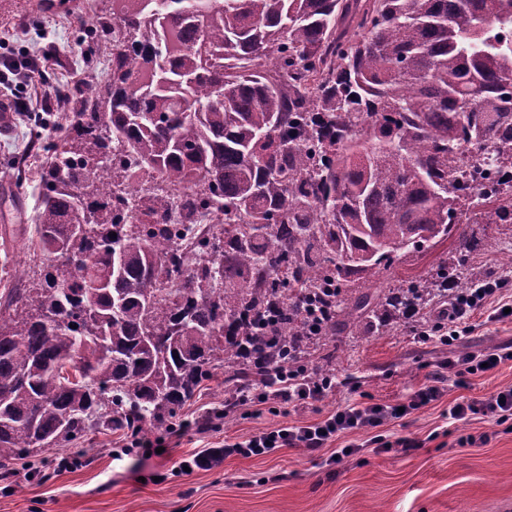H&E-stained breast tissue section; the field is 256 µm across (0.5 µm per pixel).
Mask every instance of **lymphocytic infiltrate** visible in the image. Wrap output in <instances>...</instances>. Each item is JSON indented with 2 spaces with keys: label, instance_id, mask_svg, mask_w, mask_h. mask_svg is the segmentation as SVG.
<instances>
[{
  "label": "lymphocytic infiltrate",
  "instance_id": "f902f5d3",
  "mask_svg": "<svg viewBox=\"0 0 512 512\" xmlns=\"http://www.w3.org/2000/svg\"><path fill=\"white\" fill-rule=\"evenodd\" d=\"M53 56L52 47H45L37 54H27L21 58L0 59V86L9 87L12 77H23L26 82H34L43 74ZM500 285L490 281L475 288L467 297H449L443 313L448 329L442 341L453 344L461 333L468 331L469 320L474 310L483 307L488 299L499 293ZM512 361V343L495 347L480 354H457L440 363L439 369L431 375L432 382L416 391L405 404L397 408L389 403L368 401L350 405L324 418L302 426H280L271 430L252 434L247 439L225 443L221 448H206L189 454L183 463L192 469L209 470L220 466L230 456L251 457L268 453L275 448H304L316 451L327 447L340 435L350 431H369L398 418L400 411H412L437 401L442 395L438 381L442 372L452 371L459 375H473L482 368L496 369L499 365ZM336 387L335 381L316 372H281L274 385L253 393V404L284 407L291 403L310 405L321 401ZM449 419L466 422L475 417L497 423L512 420V387L497 389L479 398L459 397L448 406Z\"/></svg>",
  "mask_w": 512,
  "mask_h": 512
}]
</instances>
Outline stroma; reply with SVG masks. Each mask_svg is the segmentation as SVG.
Listing matches in <instances>:
<instances>
[{"label":"stroma","instance_id":"stroma-1","mask_svg":"<svg viewBox=\"0 0 512 512\" xmlns=\"http://www.w3.org/2000/svg\"><path fill=\"white\" fill-rule=\"evenodd\" d=\"M110 0H0V55L20 57L54 43L47 65L50 82L75 85L87 74L107 79L108 51L87 57L76 44L78 20L96 22ZM58 130L26 117H0V251L29 261V225L41 196L38 169L46 156L32 152L40 139L55 140ZM476 248L469 259L488 277L512 280L503 251L512 242V223L493 224L487 215L464 211L451 237L418 250L397 253L376 285L397 288L418 276H434L455 263L462 239ZM478 311L471 333L459 345L420 341L411 323L400 321L390 333L327 336L314 347L315 358L336 363V389L322 401L287 413L243 407L206 431L189 429L169 436L167 425L148 427V439L164 440L166 453L115 456L123 437L101 431L67 448L33 456L37 473L23 472V460L0 466V512H512V428L475 418L451 423L445 412L461 396L480 397L512 387V362L485 374L458 380L448 375L443 397L381 427L389 451L369 434L348 433L360 451L329 464L330 449L314 452L279 448L244 458L231 456L211 470L184 472L192 450L242 441L282 424L303 425L371 396L381 403H404L426 374L457 351L481 353L512 341V319L491 322ZM403 438L418 440L404 449ZM76 464L61 468V457Z\"/></svg>","mask_w":512,"mask_h":512}]
</instances>
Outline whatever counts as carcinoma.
Listing matches in <instances>:
<instances>
[{
  "instance_id": "carcinoma-1",
  "label": "carcinoma",
  "mask_w": 512,
  "mask_h": 512,
  "mask_svg": "<svg viewBox=\"0 0 512 512\" xmlns=\"http://www.w3.org/2000/svg\"><path fill=\"white\" fill-rule=\"evenodd\" d=\"M84 27L88 49L112 36L111 68L55 88L74 106L41 146L48 264L25 280L0 261V462L161 424L221 368L236 394L302 368L304 300L324 336L388 333L445 293L373 279L450 236L459 185L512 215L483 172L512 170V0H112ZM116 143L127 159L97 160ZM136 170L190 191L186 216L215 215L203 267L161 228L168 198L103 214L105 188ZM470 251L436 274L457 293L484 278Z\"/></svg>"
}]
</instances>
